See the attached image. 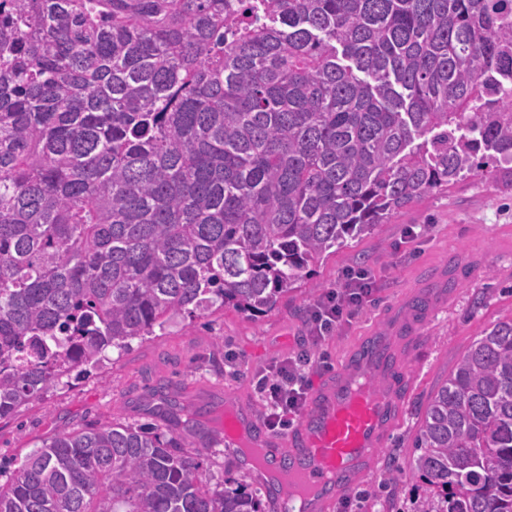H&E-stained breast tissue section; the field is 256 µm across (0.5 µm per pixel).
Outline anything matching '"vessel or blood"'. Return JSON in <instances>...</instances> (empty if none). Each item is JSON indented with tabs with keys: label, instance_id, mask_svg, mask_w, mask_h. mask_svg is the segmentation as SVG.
Segmentation results:
<instances>
[{
	"label": "vessel or blood",
	"instance_id": "obj_1",
	"mask_svg": "<svg viewBox=\"0 0 512 512\" xmlns=\"http://www.w3.org/2000/svg\"><path fill=\"white\" fill-rule=\"evenodd\" d=\"M385 345L384 338L376 337L350 354L335 381L310 393L287 447L261 459L263 469L272 471L280 484L278 512H286L292 492L304 497L307 512H316V501L340 496L373 465L387 426L401 411L393 385L377 389L369 383L371 375L386 372L381 356ZM224 437L232 442L247 437L254 446L266 448L273 441L260 420L237 412L225 413Z\"/></svg>",
	"mask_w": 512,
	"mask_h": 512
}]
</instances>
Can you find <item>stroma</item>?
<instances>
[{
	"label": "stroma",
	"mask_w": 512,
	"mask_h": 512,
	"mask_svg": "<svg viewBox=\"0 0 512 512\" xmlns=\"http://www.w3.org/2000/svg\"><path fill=\"white\" fill-rule=\"evenodd\" d=\"M410 228L415 236H407ZM356 266L373 274L374 300L321 350L337 368L358 343L389 337L405 388L400 416L376 462L325 512H386L364 493L391 472L399 479L395 512H412L426 488L408 473L420 416L470 344L492 324L512 319V172L506 170L469 176L423 196L319 263L272 311L252 316L215 309L170 325L156 338L133 340L126 350L107 349L102 368L31 402L17 420L0 422V460H23L43 439L116 419L208 447L212 475L234 486L259 487L239 448L207 445L205 433L217 428L228 407L263 415L258 375L275 360L308 348L310 305ZM429 274L435 277L434 298L396 328L391 311L417 298ZM165 395L175 398L184 414L202 412L201 428L160 419L155 408Z\"/></svg>",
	"instance_id": "obj_1"
}]
</instances>
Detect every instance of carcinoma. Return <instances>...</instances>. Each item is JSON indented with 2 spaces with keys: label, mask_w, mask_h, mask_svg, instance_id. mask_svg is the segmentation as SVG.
Instances as JSON below:
<instances>
[{
  "label": "carcinoma",
  "mask_w": 512,
  "mask_h": 512,
  "mask_svg": "<svg viewBox=\"0 0 512 512\" xmlns=\"http://www.w3.org/2000/svg\"><path fill=\"white\" fill-rule=\"evenodd\" d=\"M512 163V0H0V420ZM413 512H512V320L430 398ZM208 448L43 440L0 512H264Z\"/></svg>",
  "instance_id": "carcinoma-1"
}]
</instances>
